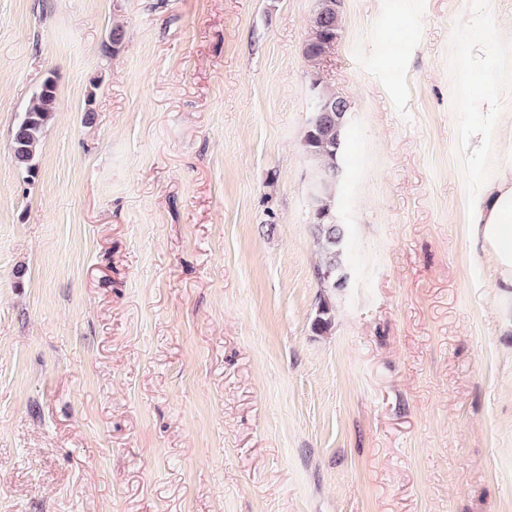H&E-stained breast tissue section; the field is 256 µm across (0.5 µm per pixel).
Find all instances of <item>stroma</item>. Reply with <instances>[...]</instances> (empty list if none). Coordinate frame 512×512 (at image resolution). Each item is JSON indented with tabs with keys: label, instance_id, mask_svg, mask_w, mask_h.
Returning <instances> with one entry per match:
<instances>
[{
	"label": "stroma",
	"instance_id": "obj_1",
	"mask_svg": "<svg viewBox=\"0 0 512 512\" xmlns=\"http://www.w3.org/2000/svg\"><path fill=\"white\" fill-rule=\"evenodd\" d=\"M315 6L0 0V512H512V288L466 209L512 153L459 150L474 15L512 122V0H340L313 63ZM316 79L349 106L336 290ZM338 0H318L311 18L312 38L306 47V55L318 60L330 51L338 40L342 30ZM55 112L56 84L49 76L34 93L30 105L22 112L11 132L10 161L28 178L37 175L35 158ZM314 108L303 136L306 152L318 165L312 224L319 249L318 276L326 288H346L349 254L344 224L336 217V185L343 176L351 138L348 103L315 81Z\"/></svg>",
	"mask_w": 512,
	"mask_h": 512
}]
</instances>
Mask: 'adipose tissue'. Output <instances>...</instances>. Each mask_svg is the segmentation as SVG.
Here are the masks:
<instances>
[{
  "label": "adipose tissue",
  "instance_id": "1",
  "mask_svg": "<svg viewBox=\"0 0 512 512\" xmlns=\"http://www.w3.org/2000/svg\"><path fill=\"white\" fill-rule=\"evenodd\" d=\"M479 98V115L467 128L460 144L466 161L475 162L490 150L512 143L503 133L498 97L491 83H484L481 91L464 84L462 102L470 104ZM471 223L494 260L500 285L512 288V165L503 167L495 180L475 179L467 199Z\"/></svg>",
  "mask_w": 512,
  "mask_h": 512
}]
</instances>
